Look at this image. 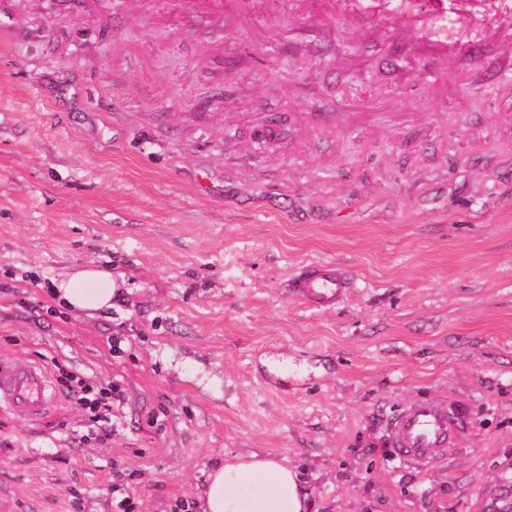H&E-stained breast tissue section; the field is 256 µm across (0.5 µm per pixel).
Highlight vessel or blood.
<instances>
[{
	"label": "vessel or blood",
	"mask_w": 512,
	"mask_h": 512,
	"mask_svg": "<svg viewBox=\"0 0 512 512\" xmlns=\"http://www.w3.org/2000/svg\"><path fill=\"white\" fill-rule=\"evenodd\" d=\"M352 272L333 262H313L292 275L287 284L290 299L318 308L331 309L350 293ZM54 406L47 371L24 361H0V410L16 419L43 417ZM458 439L447 403L419 398L395 409L387 421L386 441L399 468L416 473L430 471Z\"/></svg>",
	"instance_id": "obj_1"
}]
</instances>
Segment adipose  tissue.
Instances as JSON below:
<instances>
[{"instance_id":"1","label":"adipose tissue","mask_w":512,"mask_h":512,"mask_svg":"<svg viewBox=\"0 0 512 512\" xmlns=\"http://www.w3.org/2000/svg\"><path fill=\"white\" fill-rule=\"evenodd\" d=\"M53 292L71 311H106L114 295L112 274L84 267L55 282ZM309 507L296 468L253 453L224 459L212 469L202 512H308Z\"/></svg>"}]
</instances>
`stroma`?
<instances>
[{
    "label": "stroma",
    "instance_id": "obj_1",
    "mask_svg": "<svg viewBox=\"0 0 512 512\" xmlns=\"http://www.w3.org/2000/svg\"><path fill=\"white\" fill-rule=\"evenodd\" d=\"M0 0V358L117 386L112 439L0 414L24 512H198L269 454L312 512H481L512 463V13L454 0ZM355 285L289 300L300 265ZM111 271L89 317L43 288ZM121 353H112V341ZM447 401L416 474L384 422ZM352 272L335 262H313L288 279V297L317 309H331L350 293Z\"/></svg>",
    "mask_w": 512,
    "mask_h": 512
}]
</instances>
